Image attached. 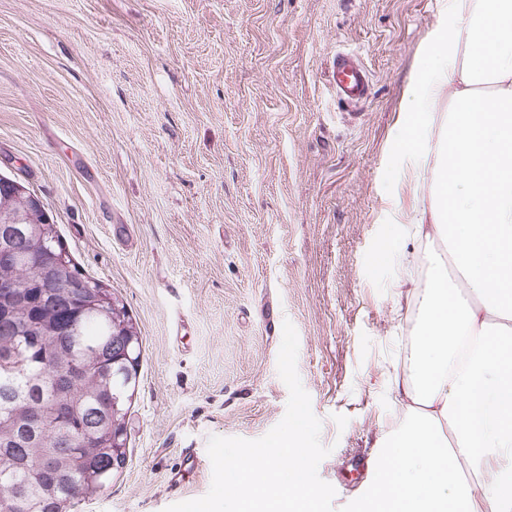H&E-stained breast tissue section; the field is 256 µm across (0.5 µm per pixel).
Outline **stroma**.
<instances>
[{
	"label": "stroma",
	"mask_w": 512,
	"mask_h": 512,
	"mask_svg": "<svg viewBox=\"0 0 512 512\" xmlns=\"http://www.w3.org/2000/svg\"><path fill=\"white\" fill-rule=\"evenodd\" d=\"M451 0H0V175L43 203L141 338L127 465L78 512L204 496L210 436L284 416L282 325L354 512L417 321L396 283L432 156L397 152L404 94ZM339 50L371 74L353 108ZM398 231L396 258L376 251Z\"/></svg>",
	"instance_id": "1"
}]
</instances>
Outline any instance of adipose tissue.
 <instances>
[{
  "label": "adipose tissue",
  "mask_w": 512,
  "mask_h": 512,
  "mask_svg": "<svg viewBox=\"0 0 512 512\" xmlns=\"http://www.w3.org/2000/svg\"><path fill=\"white\" fill-rule=\"evenodd\" d=\"M403 112L395 149L434 155L409 236L447 250L425 254L402 418L373 444L362 512H512V0H452Z\"/></svg>",
  "instance_id": "1"
}]
</instances>
